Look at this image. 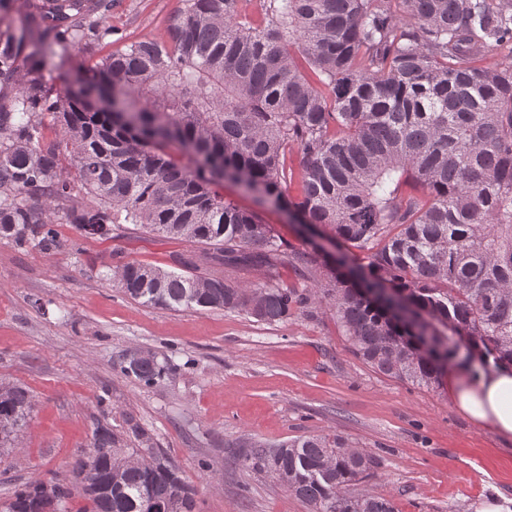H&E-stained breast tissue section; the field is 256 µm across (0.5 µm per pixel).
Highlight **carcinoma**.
I'll return each mask as SVG.
<instances>
[{"label":"carcinoma","mask_w":512,"mask_h":512,"mask_svg":"<svg viewBox=\"0 0 512 512\" xmlns=\"http://www.w3.org/2000/svg\"><path fill=\"white\" fill-rule=\"evenodd\" d=\"M113 0H0V236L59 246L55 217L86 235L138 224L264 266L253 287L180 258L176 272L126 262L118 284L161 309L199 307L281 322L307 297L278 267L296 264L328 301L351 352L375 371L430 387L474 360L512 365V0H182L164 41L140 39L89 61L112 35ZM507 52L509 61L483 65ZM74 77L54 94L44 71ZM50 117L61 135L45 134ZM301 153L300 195L292 149ZM330 239L366 252L341 273L318 252L288 250L224 183ZM146 387L169 364L122 367ZM33 397L0 394V448L26 425ZM131 448L97 423L82 486L89 512H193L179 467L137 423ZM310 512H395L360 493L372 458L338 437L248 445ZM32 484L0 512L66 498Z\"/></svg>","instance_id":"obj_1"}]
</instances>
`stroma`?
<instances>
[{"mask_svg":"<svg viewBox=\"0 0 512 512\" xmlns=\"http://www.w3.org/2000/svg\"><path fill=\"white\" fill-rule=\"evenodd\" d=\"M180 0H115L103 53L167 35ZM224 196L256 213L296 250L298 224L236 186ZM59 248L0 237V382L29 390L34 408L17 445L0 449V504L29 484H70L62 512L90 504L71 473L98 422L134 418L195 491L194 512H308L275 478L241 461L244 442L322 434L369 454L359 491L396 512H475L504 498L512 512V438L471 422L447 380L431 387L390 378L353 356L327 303L308 301L278 323L221 309L165 310L128 298L103 265L137 261L176 269L179 256L239 285L265 281L260 266L228 267L198 246L125 225L85 237L57 224ZM134 351L168 361L146 387L121 371Z\"/></svg>","mask_w":512,"mask_h":512,"instance_id":"35a3bbf8","label":"stroma"}]
</instances>
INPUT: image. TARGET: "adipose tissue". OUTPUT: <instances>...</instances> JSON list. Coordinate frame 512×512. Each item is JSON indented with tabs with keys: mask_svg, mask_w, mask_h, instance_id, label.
I'll use <instances>...</instances> for the list:
<instances>
[{
	"mask_svg": "<svg viewBox=\"0 0 512 512\" xmlns=\"http://www.w3.org/2000/svg\"><path fill=\"white\" fill-rule=\"evenodd\" d=\"M448 391L472 422L512 437V367L479 368L464 381L449 378Z\"/></svg>",
	"mask_w": 512,
	"mask_h": 512,
	"instance_id": "obj_1",
	"label": "adipose tissue"
}]
</instances>
